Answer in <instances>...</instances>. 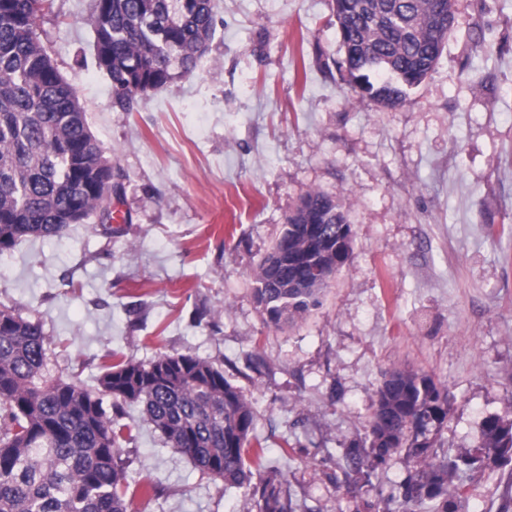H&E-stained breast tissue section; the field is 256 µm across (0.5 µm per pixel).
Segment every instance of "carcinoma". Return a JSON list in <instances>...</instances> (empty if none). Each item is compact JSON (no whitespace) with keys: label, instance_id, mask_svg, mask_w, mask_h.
Instances as JSON below:
<instances>
[{"label":"carcinoma","instance_id":"carcinoma-1","mask_svg":"<svg viewBox=\"0 0 512 512\" xmlns=\"http://www.w3.org/2000/svg\"><path fill=\"white\" fill-rule=\"evenodd\" d=\"M452 0H332L350 81L375 103L402 106L406 89L434 71L450 27L438 19ZM54 0H0V253L17 241L60 238L96 214L112 223L107 194L112 164L91 133L77 91L61 75L38 33ZM97 67L112 84L114 105L133 110L141 92L166 85L173 68H196L214 30L213 0H94L89 16ZM352 228L339 202L302 195L276 241L286 246L288 281H271L262 262L254 295L280 329L320 304L351 255ZM46 337L38 322L0 309V512H128L127 475L118 461L125 426L107 415L103 397L137 403L142 419L196 468L245 489L256 512H295L265 465L254 434L256 409L214 363L189 353H161L147 363L106 366L98 391L45 374ZM448 412V392L425 373L387 369L364 438L345 454L368 473L403 449L414 475L391 490L383 512H457L449 476L512 451V422L489 417L484 442L464 458L430 451L429 427ZM441 505L427 510V502Z\"/></svg>","mask_w":512,"mask_h":512}]
</instances>
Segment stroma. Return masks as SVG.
<instances>
[{
  "instance_id": "1",
  "label": "stroma",
  "mask_w": 512,
  "mask_h": 512,
  "mask_svg": "<svg viewBox=\"0 0 512 512\" xmlns=\"http://www.w3.org/2000/svg\"><path fill=\"white\" fill-rule=\"evenodd\" d=\"M431 75L395 110L348 80L331 0H214L195 70L112 103L93 59L92 0L38 27L121 189L60 238L0 253V307L40 323L46 371L96 390L105 365L191 353L250 399L298 512H370L415 469L400 452L345 477L383 370L433 375L438 455L476 452L512 421V0H455ZM341 200L352 256L320 306L268 326L255 276L307 191ZM130 512H255L125 406ZM152 480L156 490L145 493ZM459 512L512 508V462L454 479Z\"/></svg>"
}]
</instances>
